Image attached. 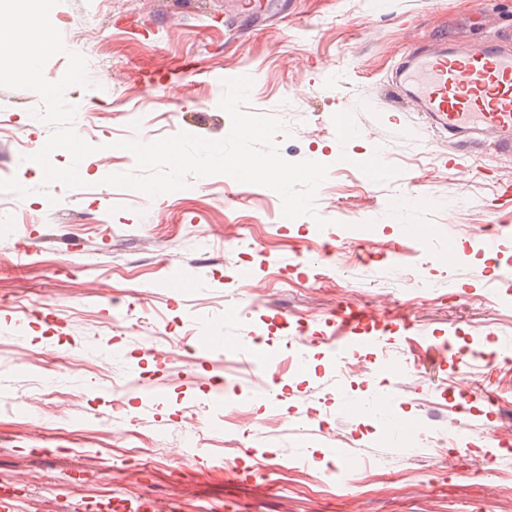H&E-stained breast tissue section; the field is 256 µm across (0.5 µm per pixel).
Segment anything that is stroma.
Instances as JSON below:
<instances>
[{"mask_svg":"<svg viewBox=\"0 0 512 512\" xmlns=\"http://www.w3.org/2000/svg\"><path fill=\"white\" fill-rule=\"evenodd\" d=\"M476 0H292L269 23L226 20L236 0H61L51 12L67 51L87 61L89 87L68 89L74 128L96 145L84 187L37 194L29 157L49 125L40 98L0 88V486L20 489L17 512L151 499L160 512H512V367L489 354L512 339V158L492 149L447 166V140L398 102L388 75L412 45L484 33ZM193 68L179 82L137 77L144 63ZM251 77L248 111L286 124L274 142L289 161L329 164L320 217L285 219L273 190L213 175L154 198L104 185L135 167L111 143H151L187 132L219 140L223 82ZM355 128L343 137L337 114ZM383 158L366 181L360 155ZM318 216V217H319ZM426 226L429 243L410 235ZM398 309L413 328L381 333L376 348H329L344 303ZM236 329L223 358L174 352L159 332L196 340ZM291 346L276 404L242 362L254 337ZM466 363L440 357L444 344ZM409 365L376 373L380 359ZM400 420L426 427L458 414L456 467L416 438L392 448L379 418L348 412L377 391ZM127 409L112 419L113 403ZM243 406L250 433L227 419ZM149 449L147 463L125 448ZM236 449L249 477L232 473ZM337 448L361 461L351 491L335 484ZM383 460L387 469L374 473ZM279 465L256 474L257 463Z\"/></svg>","mask_w":512,"mask_h":512,"instance_id":"stroma-1","label":"stroma"}]
</instances>
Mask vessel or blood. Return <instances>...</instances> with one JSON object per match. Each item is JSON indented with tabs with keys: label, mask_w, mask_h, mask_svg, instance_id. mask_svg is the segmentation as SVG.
Listing matches in <instances>:
<instances>
[{
	"label": "vessel or blood",
	"mask_w": 512,
	"mask_h": 512,
	"mask_svg": "<svg viewBox=\"0 0 512 512\" xmlns=\"http://www.w3.org/2000/svg\"><path fill=\"white\" fill-rule=\"evenodd\" d=\"M393 93L421 112L428 127L457 149L492 147L512 156V26L459 44L437 38L415 46L393 68ZM385 315L354 303L338 308L333 336L360 344L365 327H382Z\"/></svg>",
	"instance_id": "vessel-or-blood-1"
}]
</instances>
